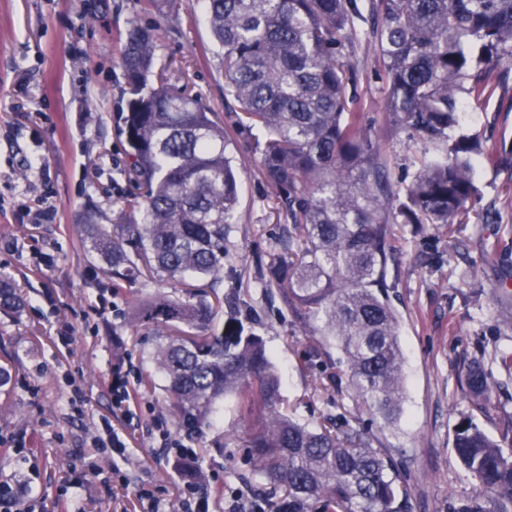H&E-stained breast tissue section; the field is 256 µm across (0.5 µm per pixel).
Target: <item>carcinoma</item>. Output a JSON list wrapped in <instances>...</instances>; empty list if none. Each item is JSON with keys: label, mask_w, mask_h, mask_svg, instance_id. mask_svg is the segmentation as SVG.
<instances>
[{"label": "carcinoma", "mask_w": 512, "mask_h": 512, "mask_svg": "<svg viewBox=\"0 0 512 512\" xmlns=\"http://www.w3.org/2000/svg\"><path fill=\"white\" fill-rule=\"evenodd\" d=\"M204 2L239 106L238 129L262 135L261 175L288 219V240L298 243L294 255L273 256L264 284L316 322V335L339 343L355 397L393 424L401 414L403 352L387 292L388 242L397 224L455 223L476 198L475 168L501 162L498 150L451 133L467 101L488 98L512 73L505 65L512 0H373L390 115L440 150L417 158L402 190L347 91L342 49L356 0ZM157 51L153 30L130 21L121 55L129 98L118 131L129 147L125 175L139 196L112 228L81 227L113 289L142 279L190 288L184 298L159 293L131 309L132 322L163 333L140 385L152 389L162 378L173 414L190 433L209 425L228 397L242 419L263 411L248 448L261 484L287 493L288 512H406L391 456L354 427L311 425L284 410L265 341L240 321L212 332L224 299L216 294L211 302L192 288L223 275L240 184L224 128L198 96L168 86L156 71ZM20 306L12 281L0 276V310ZM467 385L473 398L486 396L481 363L468 367ZM453 447L480 487L458 512H512V439L498 443L463 421ZM177 469L190 483L204 480L198 462Z\"/></svg>", "instance_id": "obj_1"}]
</instances>
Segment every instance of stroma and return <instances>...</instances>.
<instances>
[{
  "mask_svg": "<svg viewBox=\"0 0 512 512\" xmlns=\"http://www.w3.org/2000/svg\"><path fill=\"white\" fill-rule=\"evenodd\" d=\"M357 5L343 53L364 123L402 188L425 145L389 114L371 3ZM134 18L156 27L169 86L198 93L224 127L242 189L216 290L246 330L264 338L282 376L284 408L312 424L331 417L361 429L400 463L411 512H458L478 485L454 453L457 425L472 420L496 440L512 429V369L500 361L512 349V285L500 286L512 275V200L504 193L512 165L475 174L479 206L495 212L493 223L395 229L388 283L400 316L405 401L398 424L385 425L357 402L339 348L260 287L285 221L253 139L236 126L200 0H177L166 16L150 0H0V272L25 298L20 314L0 313V360L12 363L10 391L0 395V487L12 488L17 512H178L188 495L172 467L175 449L155 442L163 430L171 444L182 438L166 395L138 384L158 336L127 316L160 284L112 291L80 236L87 221L112 223L133 191L117 114L128 98L121 54ZM456 132L511 149L512 83L467 109ZM474 361L491 381L483 401L465 387ZM116 378L131 393L119 408ZM247 432L228 412L196 437L206 475L202 512H237L240 503L278 512L283 491L258 497L245 481L253 471ZM116 436L126 445L121 458L112 454Z\"/></svg>",
  "mask_w": 512,
  "mask_h": 512,
  "instance_id": "1",
  "label": "stroma"
}]
</instances>
